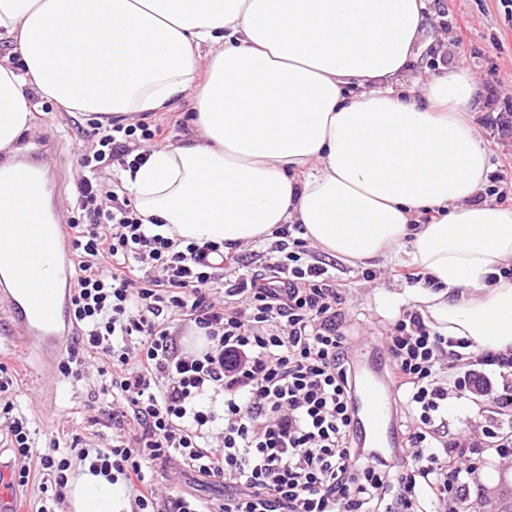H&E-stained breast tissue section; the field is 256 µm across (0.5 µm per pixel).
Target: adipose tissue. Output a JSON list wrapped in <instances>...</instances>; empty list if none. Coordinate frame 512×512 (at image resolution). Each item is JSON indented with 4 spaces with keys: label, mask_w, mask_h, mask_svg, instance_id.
I'll use <instances>...</instances> for the list:
<instances>
[{
    "label": "adipose tissue",
    "mask_w": 512,
    "mask_h": 512,
    "mask_svg": "<svg viewBox=\"0 0 512 512\" xmlns=\"http://www.w3.org/2000/svg\"><path fill=\"white\" fill-rule=\"evenodd\" d=\"M425 0H0V152L34 98L102 124L188 96L193 132L120 181L147 224L247 244L280 224L352 262L417 269L409 297L476 352L512 349V209L475 198L491 156L467 70L397 85ZM438 216L419 223L422 212ZM71 512H129L107 477L72 472Z\"/></svg>",
    "instance_id": "ef3b65f1"
}]
</instances>
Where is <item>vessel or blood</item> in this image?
Here are the masks:
<instances>
[{
  "label": "vessel or blood",
  "mask_w": 512,
  "mask_h": 512,
  "mask_svg": "<svg viewBox=\"0 0 512 512\" xmlns=\"http://www.w3.org/2000/svg\"><path fill=\"white\" fill-rule=\"evenodd\" d=\"M50 192L34 165L15 159L5 181L0 182V198L22 196L24 207L12 210L14 233L0 248V268L9 267L10 287L0 294L10 321L23 337L24 353L37 352L44 357L58 356L64 350L62 338L66 318L58 279L66 270L58 244L67 235L66 224L55 223L49 233L29 230L27 222ZM395 389L384 361L372 351L358 353V376L354 393L355 417L352 425L357 444L380 453L401 446V434L394 413Z\"/></svg>",
  "instance_id": "vessel-or-blood-1"
}]
</instances>
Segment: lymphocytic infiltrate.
I'll return each mask as SVG.
<instances>
[{
  "label": "lymphocytic infiltrate",
  "instance_id": "f902f5d3",
  "mask_svg": "<svg viewBox=\"0 0 512 512\" xmlns=\"http://www.w3.org/2000/svg\"><path fill=\"white\" fill-rule=\"evenodd\" d=\"M68 240V308L76 337L58 364L66 378L96 372L99 412L112 443L76 456L33 452L29 418L16 412V369L0 362V426L27 485L38 458L60 501L72 458L122 478L134 512H463L476 483L469 459L481 438L512 453V350L460 355L415 309L376 341L389 360L404 445L371 456L351 437L353 356L347 286L309 250L299 224L247 245L185 243L144 224L130 199L106 186L107 164H142L169 139L160 123L94 125ZM208 345L189 351L185 329ZM465 371L448 378V360ZM492 397L489 426L448 428V398ZM180 467L223 487L206 500L162 492L156 470Z\"/></svg>",
  "mask_w": 512,
  "mask_h": 512
}]
</instances>
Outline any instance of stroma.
<instances>
[{
  "label": "stroma",
  "mask_w": 512,
  "mask_h": 512,
  "mask_svg": "<svg viewBox=\"0 0 512 512\" xmlns=\"http://www.w3.org/2000/svg\"><path fill=\"white\" fill-rule=\"evenodd\" d=\"M448 26L427 21L416 57L404 76V92L418 97L422 85L434 74L427 49L442 44L448 53L445 71L465 67L477 81L476 98L481 104L475 114L483 140L491 152L493 169L512 170V138L501 139L495 115L484 106L488 94H496L500 107L512 108V15L505 13L499 0H445ZM92 118L65 109L54 102H37L32 128L26 132L21 146L45 147L43 156L48 172L56 179L61 212H68L72 190L78 176L77 156L90 150L92 142L85 132ZM370 269L377 278L363 280L362 269ZM395 263L377 260L369 266L337 261L336 274L346 280V312L352 329L387 323L398 316L393 305L383 304L380 296L388 292L387 276ZM91 378L76 381L62 377L56 367L38 375L33 360L19 366V382L14 390L16 405L32 421L38 451H45L51 439L68 443L79 437L83 447L112 440L110 428L94 424ZM483 487L472 496L468 512H512V465H484L478 473Z\"/></svg>",
  "instance_id": "obj_1"
}]
</instances>
